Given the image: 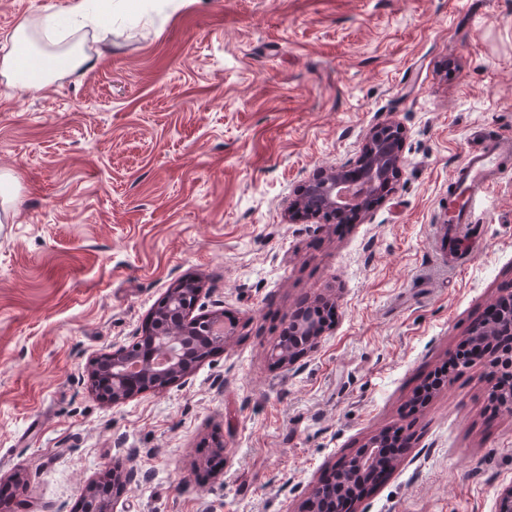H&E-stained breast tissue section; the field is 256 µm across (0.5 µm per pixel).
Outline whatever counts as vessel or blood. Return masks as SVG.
<instances>
[{
  "instance_id": "1",
  "label": "vessel or blood",
  "mask_w": 512,
  "mask_h": 512,
  "mask_svg": "<svg viewBox=\"0 0 512 512\" xmlns=\"http://www.w3.org/2000/svg\"><path fill=\"white\" fill-rule=\"evenodd\" d=\"M512 167V137H480L450 177L445 224L471 223L476 202L487 197Z\"/></svg>"
}]
</instances>
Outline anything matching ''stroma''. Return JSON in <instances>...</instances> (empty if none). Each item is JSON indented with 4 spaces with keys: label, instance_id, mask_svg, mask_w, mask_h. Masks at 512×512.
I'll use <instances>...</instances> for the list:
<instances>
[{
    "label": "stroma",
    "instance_id": "1",
    "mask_svg": "<svg viewBox=\"0 0 512 512\" xmlns=\"http://www.w3.org/2000/svg\"><path fill=\"white\" fill-rule=\"evenodd\" d=\"M70 0H0V43ZM94 67L36 92L0 81V512H298L370 438L408 446L356 512H494L512 411L482 363L408 404L512 287V171L465 228L437 223L477 134L512 132V0H125ZM400 127L402 173L350 224L288 218L317 171ZM228 336L192 372L120 403L91 360L145 336L168 291ZM334 320L294 363L293 313ZM224 452L213 458L208 444Z\"/></svg>",
    "mask_w": 512,
    "mask_h": 512
}]
</instances>
